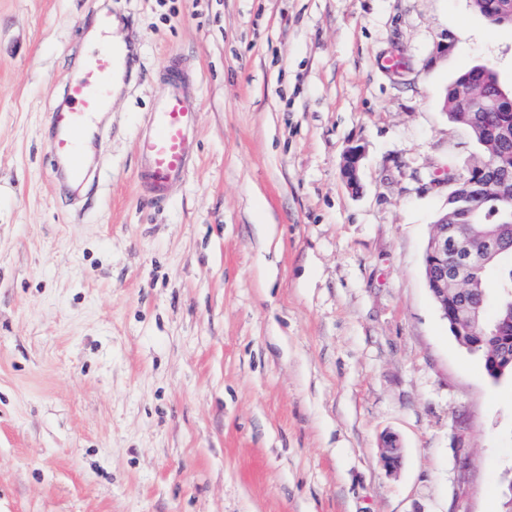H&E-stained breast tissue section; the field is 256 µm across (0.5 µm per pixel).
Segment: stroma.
<instances>
[{"mask_svg":"<svg viewBox=\"0 0 512 512\" xmlns=\"http://www.w3.org/2000/svg\"><path fill=\"white\" fill-rule=\"evenodd\" d=\"M105 14L133 60L77 191L48 117ZM479 64L512 89V28L471 0H0V512L503 503L512 378L423 266L434 177L477 154L444 95ZM173 67L196 161L157 202L136 142ZM365 157V149L361 146L350 147L344 155L341 169L342 177L352 191L360 189L359 172Z\"/></svg>","mask_w":512,"mask_h":512,"instance_id":"1","label":"stroma"}]
</instances>
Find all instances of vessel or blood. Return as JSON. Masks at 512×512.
I'll return each mask as SVG.
<instances>
[{"label": "vessel or blood", "mask_w": 512, "mask_h": 512, "mask_svg": "<svg viewBox=\"0 0 512 512\" xmlns=\"http://www.w3.org/2000/svg\"><path fill=\"white\" fill-rule=\"evenodd\" d=\"M121 67L120 48L103 42L89 56L83 76L70 83L66 105L49 115L52 135L48 149L63 162L72 183L81 184L88 178L85 149L98 113L109 103L113 81ZM197 111V101L184 85L170 81L167 93L158 101L146 130L139 136L136 151L141 167L136 179L154 196H165L174 182L189 173L194 159Z\"/></svg>", "instance_id": "obj_1"}]
</instances>
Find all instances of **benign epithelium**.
Listing matches in <instances>:
<instances>
[{
	"instance_id": "obj_1",
	"label": "benign epithelium",
	"mask_w": 512,
	"mask_h": 512,
	"mask_svg": "<svg viewBox=\"0 0 512 512\" xmlns=\"http://www.w3.org/2000/svg\"><path fill=\"white\" fill-rule=\"evenodd\" d=\"M485 98L484 84L475 78L462 88L459 102L470 109ZM364 157L365 149L355 146L349 148L343 158L342 177L355 192L360 189L359 172ZM479 171L484 176L485 194L512 207V170L491 166L484 155L448 181L452 186L448 199H459V187L472 184L471 176ZM503 250L504 244L495 232L482 230L477 224H454L450 214L435 221L425 248V274L430 294L452 334L470 351L474 345L468 337L481 329L478 309L472 304L473 285L477 274L493 263ZM487 336L485 369L488 375L496 380L512 376V320L497 324ZM380 460L390 471L399 466L401 448L394 439H386Z\"/></svg>"
}]
</instances>
